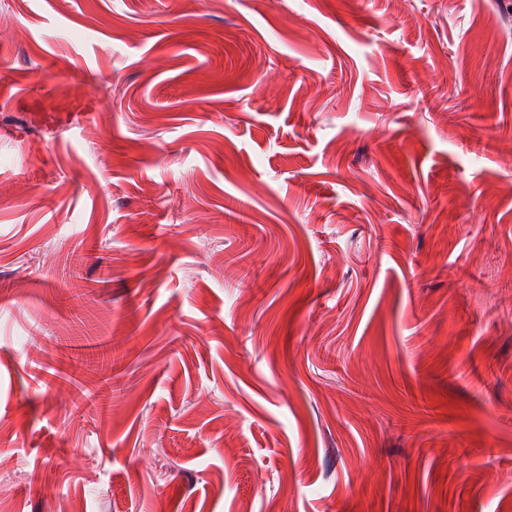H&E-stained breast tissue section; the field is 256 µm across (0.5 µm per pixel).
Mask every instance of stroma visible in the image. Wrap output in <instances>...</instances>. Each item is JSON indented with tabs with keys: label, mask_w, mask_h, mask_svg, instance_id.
I'll return each instance as SVG.
<instances>
[{
	"label": "stroma",
	"mask_w": 512,
	"mask_h": 512,
	"mask_svg": "<svg viewBox=\"0 0 512 512\" xmlns=\"http://www.w3.org/2000/svg\"><path fill=\"white\" fill-rule=\"evenodd\" d=\"M509 19L0 0V512H512Z\"/></svg>",
	"instance_id": "1"
}]
</instances>
